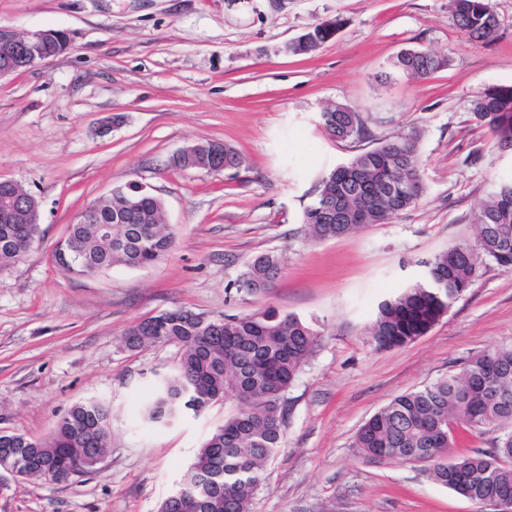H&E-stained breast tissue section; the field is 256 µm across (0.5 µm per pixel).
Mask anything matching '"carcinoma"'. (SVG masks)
<instances>
[{
    "instance_id": "cac0c4a2",
    "label": "carcinoma",
    "mask_w": 512,
    "mask_h": 512,
    "mask_svg": "<svg viewBox=\"0 0 512 512\" xmlns=\"http://www.w3.org/2000/svg\"><path fill=\"white\" fill-rule=\"evenodd\" d=\"M456 28L469 40L494 36L499 19L492 0H452ZM333 33L330 24L305 34L309 53ZM446 65L433 53L423 57L408 48L394 67L415 79H426ZM472 118L495 135L497 147L512 148V88L480 94ZM328 135L344 141L362 137L366 118L336 105L321 113ZM413 131L380 142L351 162L323 176L303 214L315 240L354 232L365 224H381L416 204L425 189ZM207 165L213 170L241 162L232 147L207 140ZM99 206V222L68 225L52 256L64 271L84 276L82 265L146 267L163 260L174 246V232L163 221L161 201L130 188ZM118 221L108 241L101 224ZM476 244H457L423 262L418 281L384 301L370 327L379 349L401 347L425 335L468 287L480 264L490 260L512 272V183L498 188L479 204ZM39 224L24 213L0 220V271L18 263L26 240L42 239ZM281 258L268 252L252 259L235 282L238 293L268 295L281 273ZM311 324L291 313L268 308L253 315L206 318L190 310L165 311L137 322L124 333L125 347L135 351L169 345L179 353L175 374L156 390L144 409L159 423L185 409L204 411L232 397L239 409L218 425L198 448L182 483L192 490L187 499L165 498L159 512H251L264 481L267 463L282 447L287 421L282 397L296 380L318 342ZM481 433L499 429L495 451L472 450L448 460L459 425ZM111 414L101 402L73 404L45 439L24 434L0 435V462L10 458L25 479H41L53 471L63 481L97 469L96 458L111 448ZM354 447L371 460L423 461L429 476L472 501L500 494L512 496V343L467 358L459 371L420 389L395 397L357 431Z\"/></svg>"
}]
</instances>
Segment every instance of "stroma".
Listing matches in <instances>:
<instances>
[{
	"label": "stroma",
	"mask_w": 512,
	"mask_h": 512,
	"mask_svg": "<svg viewBox=\"0 0 512 512\" xmlns=\"http://www.w3.org/2000/svg\"><path fill=\"white\" fill-rule=\"evenodd\" d=\"M449 2L0 0V26L72 39L67 52L0 78V178L37 198L45 231L0 272V432L43 439L74 403L112 410V449L97 471L62 484L9 479L0 512H158L237 403L149 422L141 404L174 374L178 352L128 350L124 331L176 308L217 317L270 307L320 338L284 394V443L252 512H495L419 464L369 460L352 446L396 396L512 342V272L489 260L426 335L379 350L368 333L379 303L420 276V260L475 241L480 202L512 182V152L470 115L481 93L512 87V0H493L499 28L488 41L467 40ZM333 20L315 51L285 52ZM406 48L448 65L410 78L393 66ZM336 104L366 117V137L325 133L320 115ZM414 129L422 199L387 223L311 239L302 218L321 177ZM204 140L233 147L241 166H172ZM129 186L162 201L171 254L94 277L58 268L51 252L68 225ZM267 252L283 257L273 292L233 291Z\"/></svg>",
	"instance_id": "obj_1"
}]
</instances>
